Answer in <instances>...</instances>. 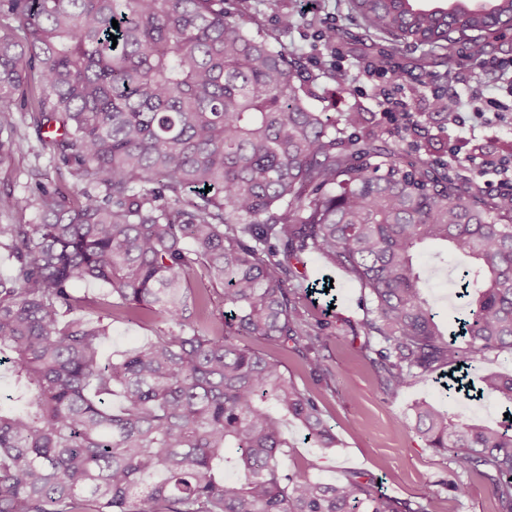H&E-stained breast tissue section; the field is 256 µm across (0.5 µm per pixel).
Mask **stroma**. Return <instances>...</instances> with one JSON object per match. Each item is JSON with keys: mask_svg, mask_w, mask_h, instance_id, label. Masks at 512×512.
Masks as SVG:
<instances>
[{"mask_svg": "<svg viewBox=\"0 0 512 512\" xmlns=\"http://www.w3.org/2000/svg\"><path fill=\"white\" fill-rule=\"evenodd\" d=\"M250 5L252 15L268 30L280 31V10L297 16L293 28L280 31L281 41L291 55L300 58L304 78L318 79L325 89V99L316 104L319 111L330 115L349 109L363 112L362 127L366 130L382 121L378 86L353 78L359 68L375 63L378 41L359 22L350 19L345 0H282L278 10L268 7L266 0H250ZM329 14L335 16V28L349 48L339 58L346 79V90L342 93L336 89L332 69L319 64L320 59L331 56L323 38L324 18ZM420 54V49L406 46L392 60L396 68L405 70L407 84L419 90L417 98L410 102L421 130L418 141H430L436 158L447 160L456 127L437 106L429 104L428 98L434 91L447 94L448 84L441 75L451 68L466 76L470 88L498 87V97L504 104L501 111L490 115L484 127L476 130L472 143L461 144V154L470 153L472 146L477 145L494 157H504L503 145L512 141V74L504 72L502 66L512 63V45H503L480 58L462 46L449 66L420 65ZM418 141L409 142V150H416ZM38 180L66 191L75 184L74 177L57 168L50 161L48 150L33 137L24 154L0 163V191L29 198ZM420 262L430 300L445 316H455V306L449 297L454 257L431 249L422 255ZM326 279L333 282L330 295L311 293L312 284ZM295 286L299 310L307 318L329 325L319 355L330 364L331 374L321 383H313L300 354L288 349L281 356L299 385H313L338 445L328 455H321L304 440L295 424H288L285 436L296 451L286 458V466L306 462L311 474L326 482L343 479L350 473H362L372 479L377 489L399 501L422 504L428 512H494L486 481L465 475L461 478L464 492L451 491L448 483L453 478L454 465L450 456L434 452L414 432L404 430L403 423L410 418L416 401H437L443 393L431 375L418 378L397 395L384 392L375 366L365 356V337L360 327L370 306L367 292L348 274L330 267L316 254L303 256Z\"/></svg>", "mask_w": 512, "mask_h": 512, "instance_id": "obj_1", "label": "stroma"}]
</instances>
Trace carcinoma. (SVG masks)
I'll return each instance as SVG.
<instances>
[{"label":"carcinoma","instance_id":"cac0c4a2","mask_svg":"<svg viewBox=\"0 0 512 512\" xmlns=\"http://www.w3.org/2000/svg\"><path fill=\"white\" fill-rule=\"evenodd\" d=\"M347 2L388 40L381 62L402 45L450 65L460 45L512 43V0ZM278 43L224 0H0V162L28 140L17 110L79 183L38 182L32 201L0 192V214L39 216L0 224L13 259L0 275V512H427L359 474L284 467L285 421L323 454L337 438L314 390L257 344H291L314 381L330 374L309 357L325 324L289 288L316 253L368 291L360 327L382 388L440 370L457 401L471 387L458 364L512 353V201L471 193L406 136L346 134L363 113L318 111V85ZM433 243L457 259L455 329L415 264ZM94 282L102 295L78 294ZM206 283L224 287L219 315ZM148 320L161 323L148 344L103 352L112 323ZM477 392L508 418L420 401L406 427L512 512V375ZM453 409L462 415L486 425H493L499 419L501 406L492 397H484L479 401L453 404Z\"/></svg>","mask_w":512,"mask_h":512}]
</instances>
